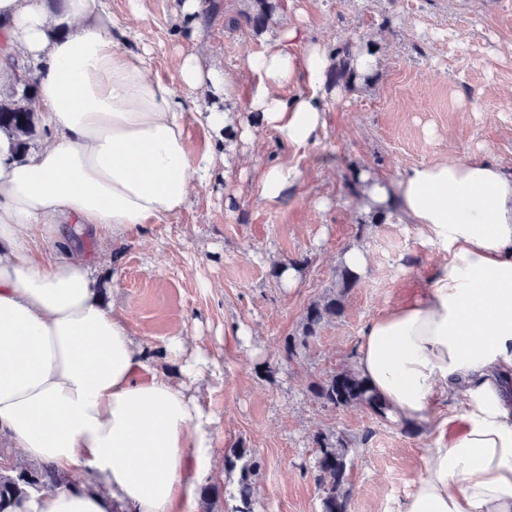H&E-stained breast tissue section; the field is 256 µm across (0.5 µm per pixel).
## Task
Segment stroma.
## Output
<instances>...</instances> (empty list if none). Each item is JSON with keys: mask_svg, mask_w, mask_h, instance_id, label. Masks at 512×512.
I'll return each instance as SVG.
<instances>
[{"mask_svg": "<svg viewBox=\"0 0 512 512\" xmlns=\"http://www.w3.org/2000/svg\"><path fill=\"white\" fill-rule=\"evenodd\" d=\"M176 2L112 0V12L151 48L154 75L174 88L182 86L178 54L209 46L204 61L224 72L233 110L245 111L253 83L245 58L291 24L330 49L365 37L376 76L352 90L327 82L319 144L295 148L258 130L254 146L229 156L166 223L91 238L101 297L154 368L177 373L164 344L178 329L191 348L217 358L219 378L201 386L220 418L214 453L244 446L261 458L254 512H320L311 443L319 431L352 440L349 512H398L434 423L327 408L309 387L353 364L367 323L426 286L436 249L421 245L394 208L372 220L364 195L350 187L370 175L393 182L408 167L443 160L491 158L512 173V0H283L259 35L240 20L249 0H209L199 26ZM275 161L297 166L299 176L269 205L257 175ZM353 247L366 251L368 267L343 315L306 353L288 358L287 337ZM276 265L293 271L292 287L273 277ZM240 328L249 341L236 338Z\"/></svg>", "mask_w": 512, "mask_h": 512, "instance_id": "35a3bbf8", "label": "stroma"}]
</instances>
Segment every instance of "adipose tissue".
<instances>
[{
    "label": "adipose tissue",
    "mask_w": 512,
    "mask_h": 512,
    "mask_svg": "<svg viewBox=\"0 0 512 512\" xmlns=\"http://www.w3.org/2000/svg\"><path fill=\"white\" fill-rule=\"evenodd\" d=\"M300 42L289 26L246 58L251 122L199 104L226 78L198 50L178 56L184 92L154 77L111 0H0V84L22 51L46 132L24 154L0 133V437L24 460L82 476L14 512H192L218 421L199 385L218 364L188 357L176 333L164 350L179 380L151 368L103 302L86 241L178 214L223 163L221 150L189 153L186 118L218 134L237 126L242 143L257 122L292 146L318 144L331 58L320 44L292 53ZM290 85L299 93L282 96ZM368 195L441 256L418 297L367 325L354 362L392 414L437 424L398 512H512V174L426 162L393 184L374 179Z\"/></svg>",
    "instance_id": "obj_1"
}]
</instances>
